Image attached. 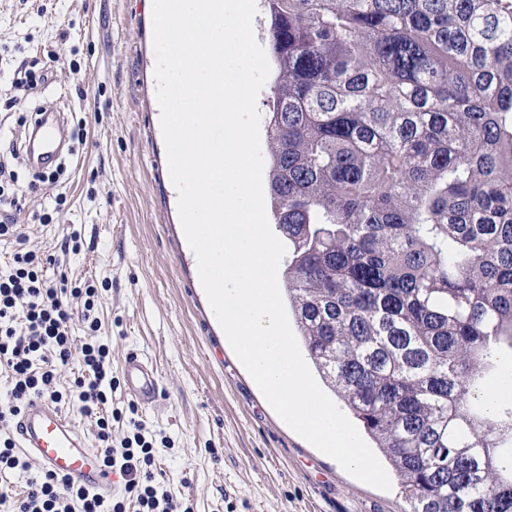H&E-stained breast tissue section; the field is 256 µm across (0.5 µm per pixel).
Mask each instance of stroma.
I'll return each instance as SVG.
<instances>
[{"mask_svg": "<svg viewBox=\"0 0 512 512\" xmlns=\"http://www.w3.org/2000/svg\"><path fill=\"white\" fill-rule=\"evenodd\" d=\"M48 72L37 94L85 127L57 182L11 164L14 218L52 281L91 282L112 345L157 370L162 398L138 408L162 439L152 468L193 512H401L399 486L364 484L298 436L242 366L202 288L177 211L154 79L152 0H0V150L22 140L17 59ZM78 238L79 251L65 250Z\"/></svg>", "mask_w": 512, "mask_h": 512, "instance_id": "stroma-1", "label": "stroma"}]
</instances>
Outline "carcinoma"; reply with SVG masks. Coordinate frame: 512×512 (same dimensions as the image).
I'll return each mask as SVG.
<instances>
[{
  "label": "carcinoma",
  "instance_id": "carcinoma-1",
  "mask_svg": "<svg viewBox=\"0 0 512 512\" xmlns=\"http://www.w3.org/2000/svg\"><path fill=\"white\" fill-rule=\"evenodd\" d=\"M271 213L307 354L403 512H512V0H263Z\"/></svg>",
  "mask_w": 512,
  "mask_h": 512
}]
</instances>
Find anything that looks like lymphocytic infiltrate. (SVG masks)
<instances>
[{
    "instance_id": "lymphocytic-infiltrate-1",
    "label": "lymphocytic infiltrate",
    "mask_w": 512,
    "mask_h": 512,
    "mask_svg": "<svg viewBox=\"0 0 512 512\" xmlns=\"http://www.w3.org/2000/svg\"><path fill=\"white\" fill-rule=\"evenodd\" d=\"M15 197L0 183V240L15 244L10 270L0 274V364L10 373L6 406L0 408V472L31 470L32 464L15 452L9 429L25 402L41 397L60 403L62 367L79 356V411L94 420L102 444L104 467L119 471L124 493L112 500L71 484L62 476L41 474L31 480L24 496H15L9 485L0 484V505L13 512H126L135 503L137 512H191L190 507L155 483L152 472L156 449L146 441L141 425H134L120 443L112 441V418L105 406L112 394L111 347L99 334L94 315L98 290L94 286H69L67 279L44 278L42 255L27 246L28 238L11 215ZM81 319L86 336L74 347L71 326Z\"/></svg>"
}]
</instances>
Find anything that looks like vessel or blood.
I'll return each mask as SVG.
<instances>
[{
  "label": "vessel or blood",
  "mask_w": 512,
  "mask_h": 512,
  "mask_svg": "<svg viewBox=\"0 0 512 512\" xmlns=\"http://www.w3.org/2000/svg\"><path fill=\"white\" fill-rule=\"evenodd\" d=\"M64 115L45 111L25 135L23 158L41 171L55 167L63 150ZM124 380L127 393L140 404L153 407L161 391L157 374L137 352L125 360ZM17 445L44 471L69 478L72 482L101 496L112 492L114 476L100 464L96 449L87 447L74 423L49 400L33 399L25 403L15 423Z\"/></svg>",
  "instance_id": "1"
}]
</instances>
